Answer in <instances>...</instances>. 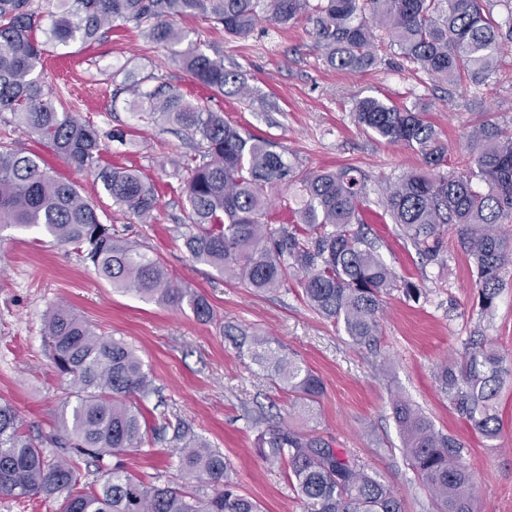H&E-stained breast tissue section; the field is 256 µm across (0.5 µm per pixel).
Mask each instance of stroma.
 Wrapping results in <instances>:
<instances>
[{"instance_id": "obj_1", "label": "stroma", "mask_w": 512, "mask_h": 512, "mask_svg": "<svg viewBox=\"0 0 512 512\" xmlns=\"http://www.w3.org/2000/svg\"><path fill=\"white\" fill-rule=\"evenodd\" d=\"M176 25L207 53L245 74L244 99L212 96L171 59L168 48L120 21L99 41L49 48L44 78L58 111L69 112L101 130H127L126 144L105 142L103 164L138 170L154 183L158 208L152 223L141 224L113 204L92 175L76 170L47 145L0 114V134L43 157L55 173L78 185L103 223L158 257L175 286L204 293L211 322L189 309L176 310L100 280L90 262L72 247L58 245L38 229L0 231V402L17 410L23 429L35 436L57 432L58 411L69 393L45 350V314L71 307L97 332L123 339L142 358L156 387L142 404L149 424L178 415L193 423L233 468L241 494L263 512H302L280 470L256 452V438L268 426L283 424L331 441L391 485L405 512H434L430 494L406 463L390 409L394 393L415 401L436 427L455 438L474 475L481 512H512V376L500 394L503 428L497 440L476 434L438 391L434 372L443 360L460 358L470 337H487L512 356V265L502 272L495 317L480 315L470 263L454 234H447L435 258L419 254L392 222L372 224L368 237L398 278L425 293L414 300L394 291L383 301L381 336L375 349L355 344L342 325L314 312L300 289L256 293L227 282L212 268L192 262L183 246L179 222L184 199L182 176L172 161L189 153V140L171 125L152 123L131 107V95L118 93L112 74L123 69L143 89L165 83L186 99L207 103L240 129L284 148L298 169L320 171L348 165L366 176L364 210L382 212L387 185L425 166L415 149L390 145L359 128L356 102L372 96L419 108L448 150L449 164L467 160L468 135L490 119L512 127V46L504 47L496 69L483 84H447L407 62L396 49L383 48L377 67L350 73L328 65L318 46L315 24L299 15L288 24L259 22L247 37L233 38L205 17ZM276 341L297 354L324 382L325 394L313 414L291 406L287 392L266 371L239 355L224 337L225 326ZM144 484L195 488L181 470L170 443L145 438L121 460Z\"/></svg>"}]
</instances>
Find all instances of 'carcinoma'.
Listing matches in <instances>:
<instances>
[{
  "instance_id": "cac0c4a2",
  "label": "carcinoma",
  "mask_w": 512,
  "mask_h": 512,
  "mask_svg": "<svg viewBox=\"0 0 512 512\" xmlns=\"http://www.w3.org/2000/svg\"><path fill=\"white\" fill-rule=\"evenodd\" d=\"M490 0H55L41 12L32 0H0V112L11 113L28 135L95 176L113 203L141 224L158 205L155 187L136 170L101 165L102 138L120 144L127 133L100 134L93 125L60 112L48 99L40 69L45 43L68 47L100 39L115 20L144 29L153 42L169 48L174 62L196 83L223 96L246 97L244 74L224 68L176 28L177 18L202 15L231 37L249 36L263 17L286 25L302 13L315 22L327 63L337 70L361 71L380 62L374 29L391 37L399 55L435 79L480 84L495 70L505 43H512V11L495 21ZM265 16H260V12ZM43 30L46 42L35 37ZM147 104L151 120L190 133L193 150L172 165L184 173L181 223L192 260L224 279L255 292L288 285L292 276L309 305L343 325L361 346L377 345L382 297L397 286L394 272L371 247L360 208L365 177L351 166L332 171H300L267 139L244 136L224 114L193 103L162 84L122 87ZM357 125L393 145L419 150L429 167L447 154L424 113L377 97L360 99ZM473 148L464 168L449 175L410 172L391 184L383 201L392 223L421 252L438 254L445 232L456 234L473 260L482 313L490 315L501 288V273L512 263V129L486 120L470 133ZM487 191L474 189L473 180ZM298 187L300 207L293 224L272 223L269 189ZM37 228L60 245L80 251L112 287L174 308L188 307L197 320L213 319L207 297L172 285L160 260L118 237L101 222L94 205L77 186L51 174L44 160L15 142L0 140V228ZM45 344L58 372L76 389L62 401L60 434L48 440L22 430L13 406L0 402V493L16 498L40 493L62 497L61 512H260L239 493L224 454L211 448L193 425L176 415L163 417L155 439L172 432V451L190 476L211 491L145 485L122 464L100 488L77 489V461L119 456L148 434L140 401L155 391L136 350L107 338L65 305L46 314ZM240 354L267 371L273 383L292 393L295 406L319 404L324 384L301 359L271 341L240 333ZM512 375V358L484 337L472 339L461 358L441 363L435 373L439 392L482 437L498 438L500 391ZM403 453L427 487L435 512H480L473 477L462 444L436 428L416 405L391 397ZM68 448L71 455L50 462L43 448ZM260 457L283 469L304 512H405L398 493L356 459L319 436L271 427L257 441Z\"/></svg>"
}]
</instances>
